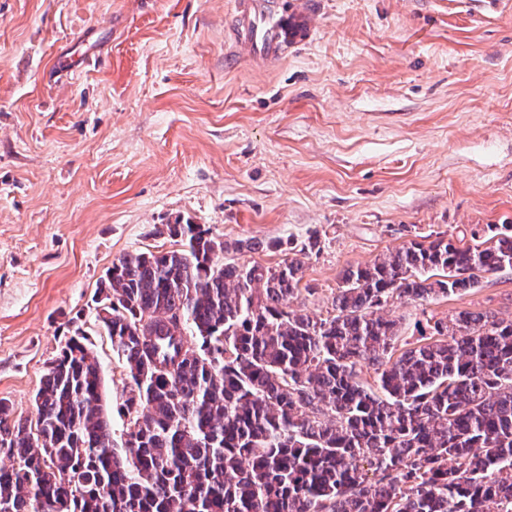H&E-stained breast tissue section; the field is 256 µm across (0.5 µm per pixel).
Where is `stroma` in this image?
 Wrapping results in <instances>:
<instances>
[{
    "instance_id": "stroma-1",
    "label": "stroma",
    "mask_w": 512,
    "mask_h": 512,
    "mask_svg": "<svg viewBox=\"0 0 512 512\" xmlns=\"http://www.w3.org/2000/svg\"><path fill=\"white\" fill-rule=\"evenodd\" d=\"M236 0H0V398L34 397L75 330L115 435L130 379L97 318L122 254L172 249L182 217L265 250L309 237L298 306L421 237L512 224V0H285L310 34L278 59L230 51ZM512 318V269L424 314Z\"/></svg>"
}]
</instances>
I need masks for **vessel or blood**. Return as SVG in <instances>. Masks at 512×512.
Listing matches in <instances>:
<instances>
[{"label": "vessel or blood", "instance_id": "vessel-or-blood-1", "mask_svg": "<svg viewBox=\"0 0 512 512\" xmlns=\"http://www.w3.org/2000/svg\"><path fill=\"white\" fill-rule=\"evenodd\" d=\"M309 29L306 15H281L276 0H238L232 23L239 52L265 59L280 56Z\"/></svg>", "mask_w": 512, "mask_h": 512}]
</instances>
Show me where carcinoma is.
Returning <instances> with one entry per match:
<instances>
[{
    "mask_svg": "<svg viewBox=\"0 0 512 512\" xmlns=\"http://www.w3.org/2000/svg\"><path fill=\"white\" fill-rule=\"evenodd\" d=\"M473 245L412 240L344 271L333 313L294 308L303 261L223 263L263 243L166 224L178 248L112 262L94 295L124 359L117 446L81 332L50 364L36 424L0 399L9 512H512V319L379 314L512 268V225ZM373 367V382L357 365Z\"/></svg>",
    "mask_w": 512,
    "mask_h": 512,
    "instance_id": "obj_1",
    "label": "carcinoma"
}]
</instances>
